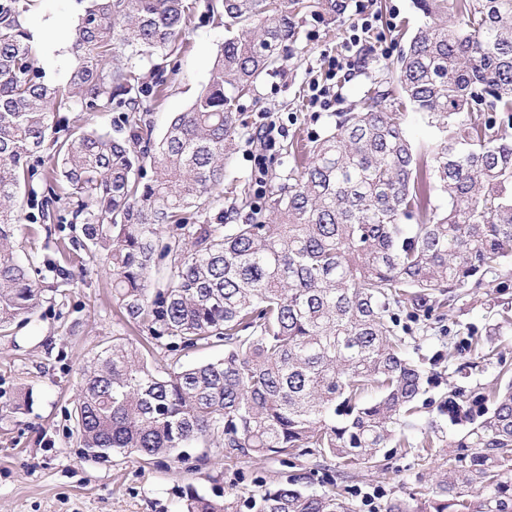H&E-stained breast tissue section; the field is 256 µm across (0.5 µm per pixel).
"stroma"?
Masks as SVG:
<instances>
[{"label": "stroma", "mask_w": 512, "mask_h": 512, "mask_svg": "<svg viewBox=\"0 0 512 512\" xmlns=\"http://www.w3.org/2000/svg\"><path fill=\"white\" fill-rule=\"evenodd\" d=\"M348 9L335 20L305 15L299 35L279 72L263 75L253 97L242 100V118L250 139L240 141L228 159L226 195L217 202L224 221L239 223L228 210L227 195L254 179V155L264 154L268 169L284 173L288 159L279 147L293 139L321 135L340 112L356 107L375 80L388 77L389 67L421 18L413 0H347ZM372 16L373 29L353 47L352 69L336 86L329 108L309 101L312 83H326L327 61L339 53L362 13ZM229 36L224 25L205 9L192 17L182 49L161 61L144 64L147 82L163 81L166 90L149 102L148 118L154 137H161L173 113L184 111L206 83L216 54ZM276 126L275 148L263 150L262 134ZM51 279L41 282L43 298L31 321L0 336V512H182L181 493L193 488L206 497L244 498L260 483L311 471V490H321L333 465H319L307 456L291 464L279 459L242 457L228 460L220 448L199 444L151 460L116 454L108 459L85 455L77 444L73 417L83 368L91 357L111 345L125 323L112 297V277L92 268L83 284L66 301L54 300ZM512 306V291L482 288L471 292L454 309L433 319L423 340L426 355H435L439 337L455 322L482 329L492 325L496 310ZM427 370L436 386L432 405L416 418L419 426L435 427L441 439L451 438L441 405L448 395V362L437 360ZM448 466L447 447L418 465L415 453L393 448L380 466L359 467L347 473L345 484L356 512H385L387 501L409 496L429 485Z\"/></svg>", "instance_id": "stroma-1"}]
</instances>
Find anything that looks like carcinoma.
<instances>
[{
    "label": "carcinoma",
    "mask_w": 512,
    "mask_h": 512,
    "mask_svg": "<svg viewBox=\"0 0 512 512\" xmlns=\"http://www.w3.org/2000/svg\"><path fill=\"white\" fill-rule=\"evenodd\" d=\"M31 0H0V330L27 320L43 268L19 259L21 192L45 179L31 224H65L56 295L92 264L112 272L125 321L173 355L224 343V356L160 371L121 335L83 370L77 441L92 456L149 458L206 443L227 459L317 454L345 469L380 462L386 448L417 457L438 447L412 417L432 376L406 323L428 321L512 260V0H415L423 17L354 112L271 175L256 203L244 188L230 208L241 224H214L224 160L245 136L238 101L278 68L304 11L332 19L340 0H207L236 29L188 108L151 140L142 64L180 50L197 0H76L74 61L48 84L22 20ZM451 16L450 26L444 18ZM399 94H394V90ZM121 110L124 135L62 127V110ZM419 113L434 129L423 153L402 126ZM49 144L52 153L32 160ZM443 203H431L432 195ZM169 258L151 287L155 260ZM448 376L512 370L490 335L463 326ZM448 469L385 512H512V380L485 392L448 390ZM295 474L244 499L191 491L183 512H355L336 478L320 491Z\"/></svg>",
    "instance_id": "1"
}]
</instances>
